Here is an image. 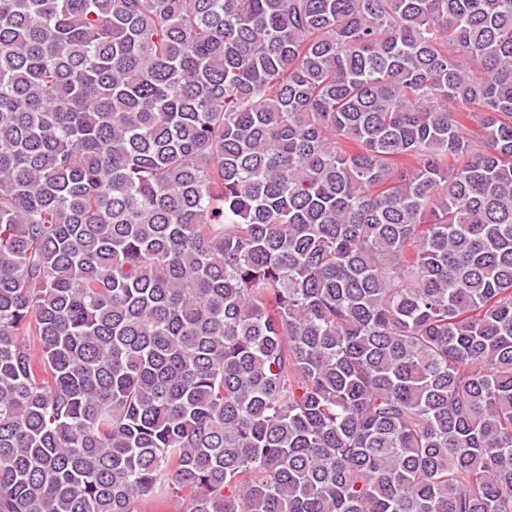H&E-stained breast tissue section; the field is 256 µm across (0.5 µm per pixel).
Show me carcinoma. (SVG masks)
<instances>
[{"mask_svg":"<svg viewBox=\"0 0 512 512\" xmlns=\"http://www.w3.org/2000/svg\"><path fill=\"white\" fill-rule=\"evenodd\" d=\"M161 488L512 512V0H0V512Z\"/></svg>","mask_w":512,"mask_h":512,"instance_id":"1","label":"carcinoma"}]
</instances>
